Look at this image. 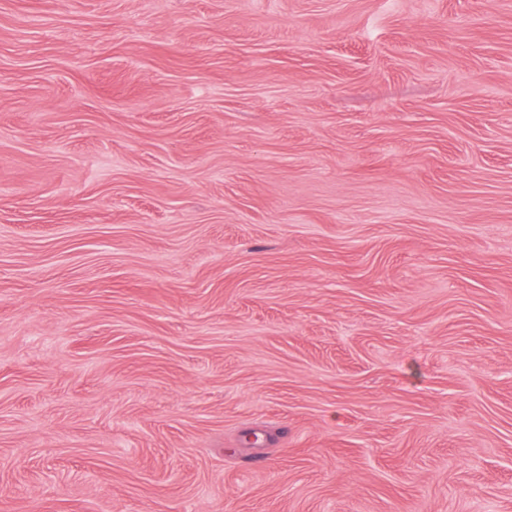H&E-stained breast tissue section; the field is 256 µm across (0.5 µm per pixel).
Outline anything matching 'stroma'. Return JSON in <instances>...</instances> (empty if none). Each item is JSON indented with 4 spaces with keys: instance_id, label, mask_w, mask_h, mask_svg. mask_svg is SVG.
<instances>
[{
    "instance_id": "stroma-1",
    "label": "stroma",
    "mask_w": 512,
    "mask_h": 512,
    "mask_svg": "<svg viewBox=\"0 0 512 512\" xmlns=\"http://www.w3.org/2000/svg\"><path fill=\"white\" fill-rule=\"evenodd\" d=\"M0 512H512V0H0Z\"/></svg>"
}]
</instances>
